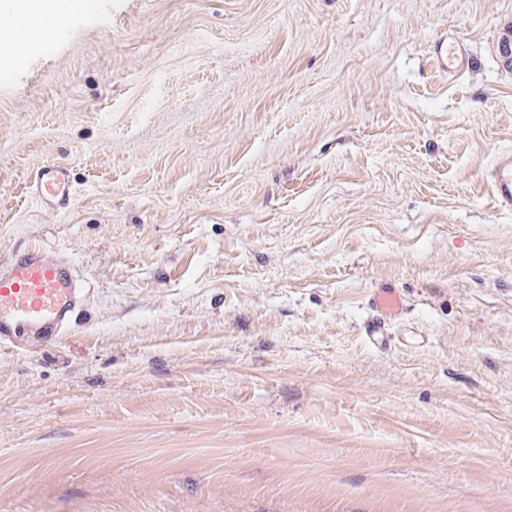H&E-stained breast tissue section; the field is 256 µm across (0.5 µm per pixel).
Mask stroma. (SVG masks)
Segmentation results:
<instances>
[{
    "mask_svg": "<svg viewBox=\"0 0 512 512\" xmlns=\"http://www.w3.org/2000/svg\"><path fill=\"white\" fill-rule=\"evenodd\" d=\"M60 3L0 56V259L94 295L0 354V512H512V0ZM381 284L425 344L364 342ZM432 59L446 74H455L465 65L464 51L457 45H448V39L442 37L433 45ZM493 190L499 201H512V153L502 155L494 166ZM30 188L41 206L58 211L69 208L76 195V184L70 170L55 163L38 168Z\"/></svg>",
    "mask_w": 512,
    "mask_h": 512,
    "instance_id": "35a3bbf8",
    "label": "stroma"
}]
</instances>
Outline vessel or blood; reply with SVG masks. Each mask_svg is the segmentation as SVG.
Listing matches in <instances>:
<instances>
[{
    "label": "vessel or blood",
    "instance_id": "vessel-or-blood-1",
    "mask_svg": "<svg viewBox=\"0 0 512 512\" xmlns=\"http://www.w3.org/2000/svg\"><path fill=\"white\" fill-rule=\"evenodd\" d=\"M432 59L445 73L454 74L465 65V53L441 38L432 49ZM493 190L497 199L512 201V153L502 155L494 166ZM31 193L43 207L69 208L76 195L70 170L49 163L38 168L31 180ZM90 290L75 263L57 259L40 247L13 250L0 262V351L44 356L68 335L81 312L89 305ZM405 303L394 288H373L361 331L373 348H390L392 326L401 318Z\"/></svg>",
    "mask_w": 512,
    "mask_h": 512
}]
</instances>
